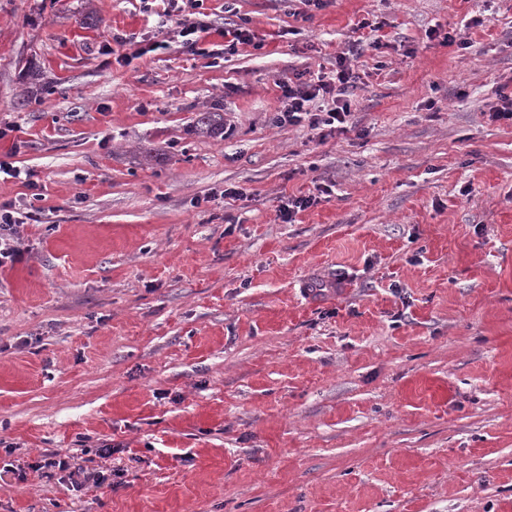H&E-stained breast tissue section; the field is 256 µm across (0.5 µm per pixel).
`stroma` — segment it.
Returning a JSON list of instances; mask_svg holds the SVG:
<instances>
[{
	"label": "stroma",
	"instance_id": "obj_1",
	"mask_svg": "<svg viewBox=\"0 0 512 512\" xmlns=\"http://www.w3.org/2000/svg\"><path fill=\"white\" fill-rule=\"evenodd\" d=\"M166 7L0 0V158L38 184L0 177L32 215L0 512H512V0H235L264 47L216 67ZM375 27L357 131L273 124ZM106 443L101 487L31 468Z\"/></svg>",
	"mask_w": 512,
	"mask_h": 512
}]
</instances>
